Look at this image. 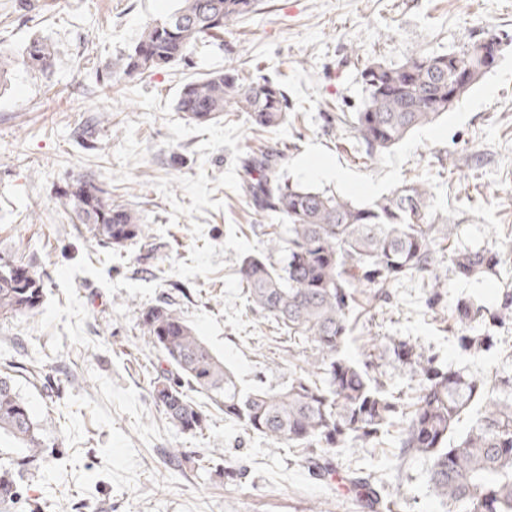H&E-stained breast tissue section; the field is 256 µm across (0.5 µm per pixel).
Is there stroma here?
I'll return each instance as SVG.
<instances>
[{
    "mask_svg": "<svg viewBox=\"0 0 512 512\" xmlns=\"http://www.w3.org/2000/svg\"><path fill=\"white\" fill-rule=\"evenodd\" d=\"M175 0H0V49L16 57L0 94V257L44 274L33 314L0 317V373L14 378L43 429L39 468L17 480L8 512H365L343 476L357 472L400 487L402 512H446L420 456L400 457L399 428L381 442H353L331 456L335 476L309 471L299 448H280L209 409L197 434L168 423L151 382L159 354L140 309L168 298L247 384L288 381V340L251 309L236 269L265 249L269 221L242 194L241 158L286 145L290 180L367 204L407 180L423 182L460 248L512 239V0H259L257 10L199 42L185 62L113 81L149 23ZM504 38L497 66L454 108L390 149L366 156L355 115L368 64L457 52ZM34 38L54 48L50 72L20 61ZM239 67L281 83L287 124L255 131L245 113L209 124L176 110L183 84ZM110 120L94 124L95 115ZM327 163L339 181L317 171ZM93 179L113 203L136 210L146 232L123 248L100 245L63 210L59 190ZM449 300L475 297L496 310L512 290V258L496 274L452 276ZM420 278L386 295L357 292L344 352H371L385 388L415 396L419 381L387 343L409 342L437 362L486 382L512 373V319L492 327V347L459 349L447 308L426 305ZM177 448L189 459L173 464ZM247 467L220 478L225 460Z\"/></svg>",
    "mask_w": 512,
    "mask_h": 512,
    "instance_id": "obj_1",
    "label": "stroma"
}]
</instances>
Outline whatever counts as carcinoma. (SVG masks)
Returning <instances> with one entry per match:
<instances>
[{"label": "carcinoma", "instance_id": "1", "mask_svg": "<svg viewBox=\"0 0 512 512\" xmlns=\"http://www.w3.org/2000/svg\"><path fill=\"white\" fill-rule=\"evenodd\" d=\"M256 0H178L164 20L148 25L133 51L112 64V73L132 77L185 60L199 41L213 38L255 11ZM472 42L448 55L417 54L396 67L371 63L361 72L367 93L356 115V132L367 154L389 149L417 127L432 123L487 74ZM24 62L44 72L52 66L49 43L30 40ZM453 100H448V91ZM177 111L196 125L226 112H244L261 130L276 129L288 118V97L266 78H248L235 67L213 71L183 85ZM285 150L254 152L241 160L242 190L260 214L287 222V236L274 233L266 251L247 255L237 275L253 309L288 339L307 344L303 364L292 366L288 383L245 386L224 366L194 328L167 299L140 310L139 320L152 345L172 369H162L151 395L165 418L183 432L205 429L208 418L191 397L208 398L244 430L279 447L305 448L312 472H329L330 453L351 441H371L399 414L405 425L401 454L429 462L428 477L448 512H512V376L492 394L477 377L442 366L402 340L389 345L420 378L417 395L405 403L372 375V354L353 361L342 353L356 305L355 287L378 293L402 280L431 274L448 259V270L463 279L496 273L512 244L503 249H459L450 244L452 227L436 220L425 184L406 181L390 195L369 204L352 201L282 174ZM63 206L98 240L124 247L145 236L139 214L112 204L91 179H78L60 193ZM20 284L0 265V317L33 313L42 299L40 275L19 266ZM512 316V293L503 294L491 312L470 298L451 310L455 338L464 351L488 350V327ZM480 411L469 428L457 426L470 408ZM13 440L19 456L0 461V505L15 499L14 469L33 467L45 453L41 427L10 376L0 375V436ZM350 490L365 505L383 502L368 479L354 477Z\"/></svg>", "mask_w": 512, "mask_h": 512}]
</instances>
